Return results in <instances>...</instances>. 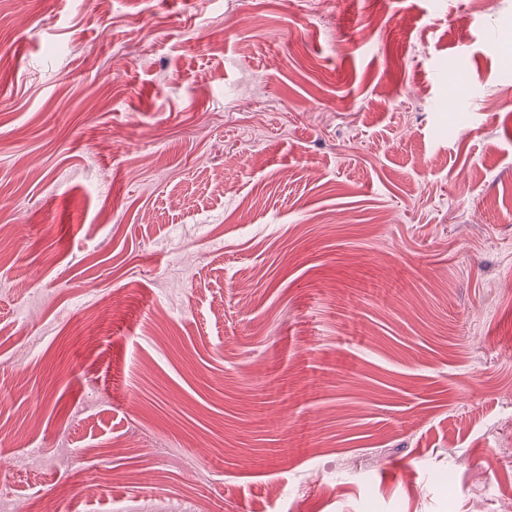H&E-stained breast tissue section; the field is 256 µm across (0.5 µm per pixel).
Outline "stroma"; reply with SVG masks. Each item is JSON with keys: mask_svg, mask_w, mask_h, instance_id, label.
Masks as SVG:
<instances>
[{"mask_svg": "<svg viewBox=\"0 0 512 512\" xmlns=\"http://www.w3.org/2000/svg\"><path fill=\"white\" fill-rule=\"evenodd\" d=\"M0 28V512H512V0ZM97 486L98 484L95 478H92L79 489L70 488L68 484H63L58 487V490L53 498L46 499L42 495H34L32 497L31 503L29 504V507L31 511L35 512H56L57 500L59 498H92L95 496Z\"/></svg>", "mask_w": 512, "mask_h": 512, "instance_id": "1", "label": "stroma"}]
</instances>
